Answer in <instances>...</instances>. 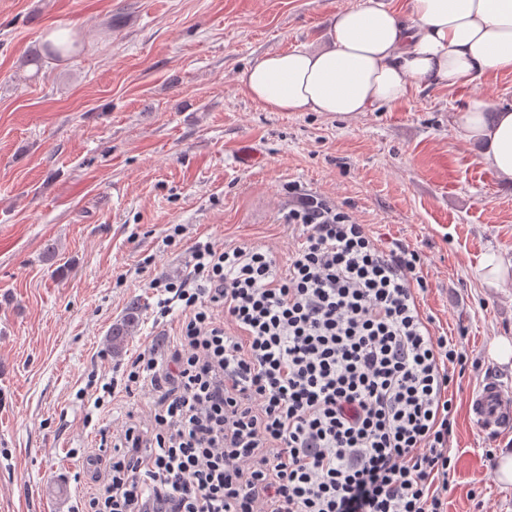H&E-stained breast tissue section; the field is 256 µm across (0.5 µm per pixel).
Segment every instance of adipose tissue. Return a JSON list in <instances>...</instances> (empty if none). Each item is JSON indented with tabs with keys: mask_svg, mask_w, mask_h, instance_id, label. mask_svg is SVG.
Masks as SVG:
<instances>
[{
	"mask_svg": "<svg viewBox=\"0 0 512 512\" xmlns=\"http://www.w3.org/2000/svg\"><path fill=\"white\" fill-rule=\"evenodd\" d=\"M512 71V0H410L400 18L383 0L336 14L331 43L264 56L243 70L245 92L270 112L354 117L404 99L411 83L453 88ZM475 101L450 113L455 140L481 141L483 161L512 179V109L485 118Z\"/></svg>",
	"mask_w": 512,
	"mask_h": 512,
	"instance_id": "ef3b65f1",
	"label": "adipose tissue"
}]
</instances>
